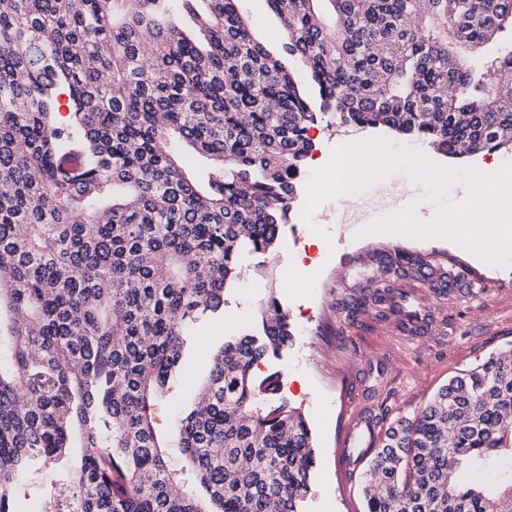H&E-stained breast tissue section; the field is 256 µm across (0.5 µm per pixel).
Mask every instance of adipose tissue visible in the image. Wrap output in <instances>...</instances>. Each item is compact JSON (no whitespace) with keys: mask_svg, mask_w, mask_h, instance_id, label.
<instances>
[{"mask_svg":"<svg viewBox=\"0 0 512 512\" xmlns=\"http://www.w3.org/2000/svg\"><path fill=\"white\" fill-rule=\"evenodd\" d=\"M360 180L365 181L367 193H357L355 186ZM447 180L461 189V205L479 211L480 216L461 224L451 207L446 211V222L458 228L464 246L486 250L489 260H498V253L490 249V231L501 217L502 168L494 163L477 171L462 168L450 173ZM322 191L335 202L340 224H378L389 215L404 216L411 234L425 236L437 225L434 215L423 212L428 200L425 191L408 181L378 178L370 169L367 153L356 146L347 145L337 152Z\"/></svg>","mask_w":512,"mask_h":512,"instance_id":"1","label":"adipose tissue"}]
</instances>
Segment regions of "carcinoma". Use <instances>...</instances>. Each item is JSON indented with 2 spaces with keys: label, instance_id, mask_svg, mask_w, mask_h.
I'll list each match as a JSON object with an SVG mask.
<instances>
[{
  "label": "carcinoma",
  "instance_id": "obj_1",
  "mask_svg": "<svg viewBox=\"0 0 512 512\" xmlns=\"http://www.w3.org/2000/svg\"><path fill=\"white\" fill-rule=\"evenodd\" d=\"M238 2L0 0V512L28 488L54 512H305L311 430L282 372L256 373L292 340L272 294L212 347L170 464L153 407L192 373L195 325L224 319L242 253L277 246L325 118L512 150V48L479 52L512 0H261L280 52ZM368 469L365 512H512V360L451 377ZM240 12L245 16L254 37L269 48L280 47L284 41L278 19L257 0H240Z\"/></svg>",
  "mask_w": 512,
  "mask_h": 512
}]
</instances>
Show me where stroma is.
<instances>
[{
  "label": "stroma",
  "mask_w": 512,
  "mask_h": 512,
  "mask_svg": "<svg viewBox=\"0 0 512 512\" xmlns=\"http://www.w3.org/2000/svg\"><path fill=\"white\" fill-rule=\"evenodd\" d=\"M238 8L258 41L270 48L282 44L279 22L260 0H240ZM361 136L403 141L386 129L317 125L311 131L313 150L304 182L324 180L341 140ZM398 251L433 266L463 267L482 283L483 298L431 287L426 278H405L422 303L438 312L432 326L416 335L403 332L390 313H378L372 306L348 312L346 303L382 279L381 255ZM267 272L274 276L270 290L261 286ZM271 295L287 313L294 336L281 357L267 359L260 369L282 370V394L302 408L312 430L317 464L308 512L364 510L366 470L346 469L339 447L355 410H368L388 422L416 413L459 370L489 354L512 350V265L486 263L480 253L458 245L448 231L435 239H418L377 224L337 223L334 201L321 194L311 199L298 195L273 254L240 255L224 321L200 326V346L251 329Z\"/></svg>",
  "instance_id": "1"
}]
</instances>
